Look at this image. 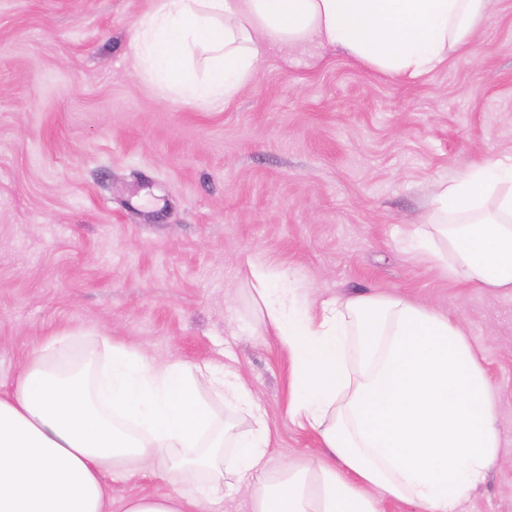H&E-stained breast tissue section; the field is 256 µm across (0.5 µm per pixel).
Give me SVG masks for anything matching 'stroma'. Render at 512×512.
Here are the masks:
<instances>
[{"label":"stroma","instance_id":"1","mask_svg":"<svg viewBox=\"0 0 512 512\" xmlns=\"http://www.w3.org/2000/svg\"><path fill=\"white\" fill-rule=\"evenodd\" d=\"M154 5L0 0V382L73 329L159 362L227 355L277 467L319 442L286 415L290 363L261 333L242 264L315 299L398 295L465 326L496 402L499 457L459 512H512V294L402 249L433 179L512 155V0H490L480 39L420 80L290 47L208 107L138 69L130 38Z\"/></svg>","mask_w":512,"mask_h":512}]
</instances>
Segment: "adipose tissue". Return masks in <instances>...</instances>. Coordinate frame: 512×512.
Wrapping results in <instances>:
<instances>
[{"instance_id":"1","label":"adipose tissue","mask_w":512,"mask_h":512,"mask_svg":"<svg viewBox=\"0 0 512 512\" xmlns=\"http://www.w3.org/2000/svg\"><path fill=\"white\" fill-rule=\"evenodd\" d=\"M488 2L157 0L131 48L160 90L204 106L235 96L270 51L298 45L325 43L414 81L477 38ZM407 242L448 277L512 292V155L434 182ZM247 271L262 333L292 361L288 418L319 438L312 458L268 469L271 430L234 365L157 362L102 331L62 332L0 385V512H112L109 477L156 471L170 490L128 499L123 512H214L229 473L252 487L248 512H378L379 491L456 512L500 446L465 328L400 296L314 303L297 278L257 262ZM204 388L249 416L245 437Z\"/></svg>"}]
</instances>
